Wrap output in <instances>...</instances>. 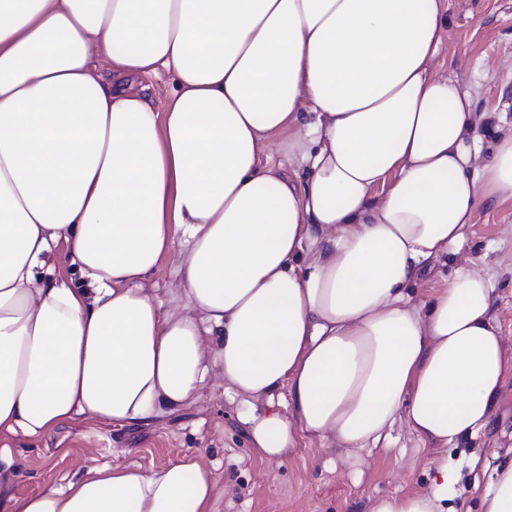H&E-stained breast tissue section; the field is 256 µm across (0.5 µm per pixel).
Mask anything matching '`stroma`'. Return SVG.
<instances>
[{"label": "stroma", "mask_w": 512, "mask_h": 512, "mask_svg": "<svg viewBox=\"0 0 512 512\" xmlns=\"http://www.w3.org/2000/svg\"><path fill=\"white\" fill-rule=\"evenodd\" d=\"M448 30L436 59L439 73L459 80L480 117L475 129L479 163L512 131V0H445ZM483 275L493 289V315L512 355V202L479 205L457 253L435 262L425 294L451 277L459 263ZM240 404L223 388L207 387L193 406L143 426L101 423L84 417L32 439L0 432V450L18 469L14 492L32 496L99 466L161 468L196 455L222 494L220 512H365L370 499L425 491L429 448L396 426L388 445L345 457L309 443L292 459L261 457L239 420ZM496 448L512 454V381L489 428L449 449L461 468L451 504L477 512L479 493L467 459Z\"/></svg>", "instance_id": "obj_1"}]
</instances>
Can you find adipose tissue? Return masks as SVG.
<instances>
[{
	"mask_svg": "<svg viewBox=\"0 0 512 512\" xmlns=\"http://www.w3.org/2000/svg\"><path fill=\"white\" fill-rule=\"evenodd\" d=\"M445 0H0V431L134 425L214 380L266 458L352 455L406 422L426 491L368 512H449L448 451L508 378L492 290L468 265L407 290L512 200V132L465 147L469 93L436 75ZM165 71L164 105L132 82ZM66 245L81 282L39 277ZM172 257L182 304L148 283ZM288 399L276 408L279 391ZM479 512H512V456ZM0 512H219L187 455L94 468Z\"/></svg>",
	"mask_w": 512,
	"mask_h": 512,
	"instance_id": "obj_1",
	"label": "adipose tissue"
}]
</instances>
